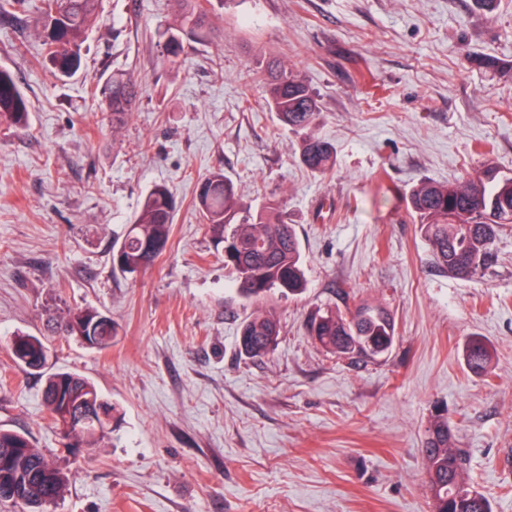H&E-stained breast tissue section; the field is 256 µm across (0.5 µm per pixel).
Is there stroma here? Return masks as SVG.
<instances>
[{"label":"stroma","instance_id":"obj_1","mask_svg":"<svg viewBox=\"0 0 512 512\" xmlns=\"http://www.w3.org/2000/svg\"><path fill=\"white\" fill-rule=\"evenodd\" d=\"M39 4L0 16V67L29 105L27 129L0 127V429L60 453L42 392L63 370L116 408L111 434L65 457L55 512H430L421 449L439 416L469 484L512 512V224L460 279L435 268L403 199L487 164L512 175V0H232L184 36L176 66L162 45L179 0H102L69 78L44 59ZM270 58L317 96L326 172L301 163V135L265 104ZM116 72L141 83L117 131L92 95ZM214 171L244 203L280 201L303 294L240 296L194 206ZM157 184L174 195L170 239L131 278L112 244ZM362 301L392 315L395 342L337 358L309 323ZM84 307L111 311L110 348L58 337L44 368L13 361L14 335ZM265 310L280 335L251 359L241 328ZM473 336L491 373L464 362Z\"/></svg>","mask_w":512,"mask_h":512}]
</instances>
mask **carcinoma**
Returning <instances> with one entry per match:
<instances>
[{"mask_svg":"<svg viewBox=\"0 0 512 512\" xmlns=\"http://www.w3.org/2000/svg\"><path fill=\"white\" fill-rule=\"evenodd\" d=\"M187 15L177 28L165 31V61L178 63L184 52L180 37L185 26L202 28L205 10L197 0H183ZM99 0H43L42 38L47 59L63 76L80 66L82 37L98 17ZM266 104L280 122L303 134L301 162L313 171L331 167L334 147L308 133L317 112V99L304 80L277 62L267 65ZM112 130L122 128L139 95L140 83L132 75H112L98 87ZM27 102L11 73L0 68V126L24 129ZM408 210L418 218L422 237L435 263L449 274L468 278L482 269L499 227L512 224V176L497 177L492 169L478 170L460 184L424 181L405 197ZM196 207L217 243L224 245V267L230 269L239 293L248 300L265 299L271 292L299 294L306 290L303 257L293 225L273 220L278 201L258 208L244 204L231 180L214 172L198 186ZM174 198L167 186L155 185L145 197L139 215L121 243L112 246L113 269L135 276L154 264L170 239ZM117 325L108 312L96 308L68 309L48 324V336L18 333L10 345L13 360L29 370L44 367L51 336H75L91 349L112 346ZM318 343L346 359H375L386 354L395 340V323L383 308L361 303L348 317L327 311L310 324ZM279 326L270 312L248 319L241 329L239 347L250 358H262L275 346ZM464 361L476 373L489 370L490 347L469 340ZM43 403L54 428L70 454L95 448L98 438L112 432V402L87 378L72 372L52 374ZM432 512H491L489 499L471 488L466 479L467 458L455 447L448 420L431 423L422 448ZM68 472L36 448L31 437L0 429V501H11L28 512H47L61 498Z\"/></svg>","mask_w":512,"mask_h":512,"instance_id":"obj_1","label":"carcinoma"}]
</instances>
